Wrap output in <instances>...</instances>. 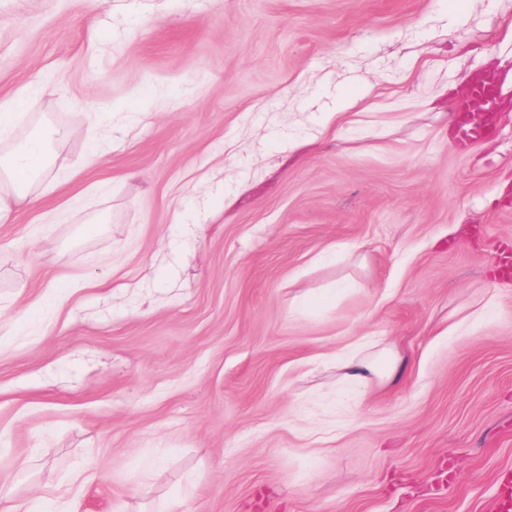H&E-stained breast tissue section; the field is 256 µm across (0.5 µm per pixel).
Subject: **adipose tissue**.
Here are the masks:
<instances>
[{"instance_id":"ef3b65f1","label":"adipose tissue","mask_w":512,"mask_h":512,"mask_svg":"<svg viewBox=\"0 0 512 512\" xmlns=\"http://www.w3.org/2000/svg\"><path fill=\"white\" fill-rule=\"evenodd\" d=\"M64 130L56 125L42 126L20 141H13V129L0 114V141L12 140V147L0 154V223L8 222L11 205L28 199L31 185L48 171L49 145L62 139ZM353 357L342 364L344 375L359 388H367L370 376L391 379L397 364L390 350L380 348L374 336H363L350 345Z\"/></svg>"}]
</instances>
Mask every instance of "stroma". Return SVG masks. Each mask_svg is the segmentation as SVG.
Instances as JSON below:
<instances>
[{"label": "stroma", "mask_w": 512, "mask_h": 512, "mask_svg": "<svg viewBox=\"0 0 512 512\" xmlns=\"http://www.w3.org/2000/svg\"><path fill=\"white\" fill-rule=\"evenodd\" d=\"M460 5L0 0V113L67 131L0 224V512H492L512 109L448 114L512 78V0ZM361 336L404 365L363 394ZM468 108V104L465 100H460L456 107L455 125H456V136H457V147H467L472 142L487 138L493 130V118L484 117L479 119L477 122L469 119L468 117L462 116Z\"/></svg>", "instance_id": "obj_1"}]
</instances>
